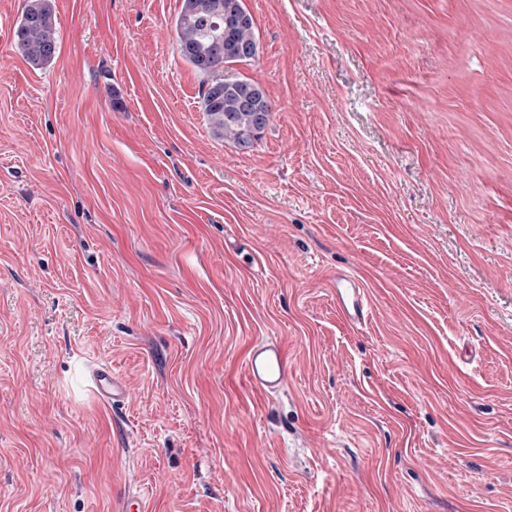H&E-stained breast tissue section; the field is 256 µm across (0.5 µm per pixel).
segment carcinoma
Returning <instances> with one entry per match:
<instances>
[{"label": "carcinoma", "instance_id": "obj_1", "mask_svg": "<svg viewBox=\"0 0 512 512\" xmlns=\"http://www.w3.org/2000/svg\"><path fill=\"white\" fill-rule=\"evenodd\" d=\"M245 8L243 0H183L175 21L179 52L202 77V109L217 135L240 150L251 148L268 125L272 105L262 88L248 78L233 87L218 80L224 64L257 58L254 21L224 32L230 12ZM14 45L25 62L44 69L55 60L59 31L53 0H27L14 25Z\"/></svg>", "mask_w": 512, "mask_h": 512}]
</instances>
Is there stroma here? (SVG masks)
<instances>
[{
    "label": "stroma",
    "mask_w": 512,
    "mask_h": 512,
    "mask_svg": "<svg viewBox=\"0 0 512 512\" xmlns=\"http://www.w3.org/2000/svg\"><path fill=\"white\" fill-rule=\"evenodd\" d=\"M24 3L0 0V512H512V0H244L260 51L228 72L273 107L248 151L201 109L182 0H54L39 70ZM267 338L272 396L245 376ZM14 45L33 69L53 63L59 49V31L52 0H27L14 25ZM336 288V307L352 326H364L374 314V305L368 291L351 272H337L333 279ZM245 372L250 385L267 395L283 390L288 385L290 368L280 342L267 339L254 345ZM88 381L96 397L110 408L124 405L130 398V388L125 378L112 371L109 363H96L88 367Z\"/></svg>",
    "instance_id": "1"
}]
</instances>
